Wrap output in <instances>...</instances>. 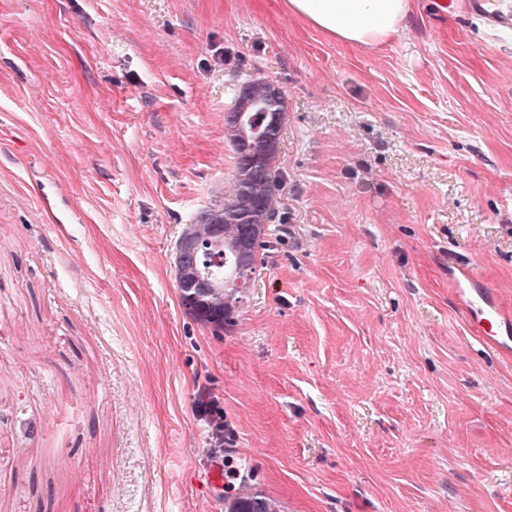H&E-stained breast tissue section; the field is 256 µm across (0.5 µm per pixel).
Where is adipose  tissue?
I'll return each instance as SVG.
<instances>
[{"instance_id": "adipose-tissue-1", "label": "adipose tissue", "mask_w": 512, "mask_h": 512, "mask_svg": "<svg viewBox=\"0 0 512 512\" xmlns=\"http://www.w3.org/2000/svg\"><path fill=\"white\" fill-rule=\"evenodd\" d=\"M277 5L307 26L336 40L376 48L401 31L411 0H276Z\"/></svg>"}]
</instances>
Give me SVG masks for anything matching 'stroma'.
Wrapping results in <instances>:
<instances>
[{"label": "stroma", "mask_w": 512, "mask_h": 512, "mask_svg": "<svg viewBox=\"0 0 512 512\" xmlns=\"http://www.w3.org/2000/svg\"><path fill=\"white\" fill-rule=\"evenodd\" d=\"M285 94L288 231L235 325L182 305L184 225L234 192L224 118ZM512 34L411 0L379 50L271 0H0V512H512ZM459 297L466 299L473 335L482 340L508 339L512 333V317L499 299V291L483 288L464 277L455 283ZM197 411L202 416H209L212 426V441L215 448H222L224 443L233 440L234 432L229 430L225 423L224 408L218 399L210 398L206 394L202 395L197 403ZM226 512H283L281 503L260 491L244 487L225 506Z\"/></svg>", "instance_id": "obj_1"}]
</instances>
